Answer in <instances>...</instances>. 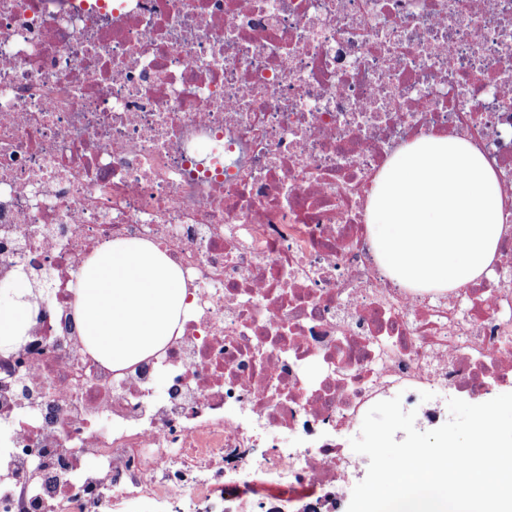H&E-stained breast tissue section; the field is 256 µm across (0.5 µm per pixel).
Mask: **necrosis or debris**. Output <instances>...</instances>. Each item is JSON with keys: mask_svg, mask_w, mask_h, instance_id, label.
<instances>
[{"mask_svg": "<svg viewBox=\"0 0 512 512\" xmlns=\"http://www.w3.org/2000/svg\"><path fill=\"white\" fill-rule=\"evenodd\" d=\"M463 132L507 197L492 278H385L365 224L402 144ZM159 244L193 300L124 369L70 284ZM36 280L0 361V512L213 508L227 465L330 504L326 437L378 401L512 385V0H0V280Z\"/></svg>", "mask_w": 512, "mask_h": 512, "instance_id": "4bbe7bcc", "label": "necrosis or debris"}]
</instances>
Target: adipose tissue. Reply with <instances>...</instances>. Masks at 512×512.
<instances>
[{
    "label": "adipose tissue",
    "instance_id": "1",
    "mask_svg": "<svg viewBox=\"0 0 512 512\" xmlns=\"http://www.w3.org/2000/svg\"><path fill=\"white\" fill-rule=\"evenodd\" d=\"M495 170L463 134L432 133L401 146L376 175L365 211L376 261L391 282L458 288L487 275L504 232ZM29 284L0 305V347L30 326Z\"/></svg>",
    "mask_w": 512,
    "mask_h": 512
}]
</instances>
